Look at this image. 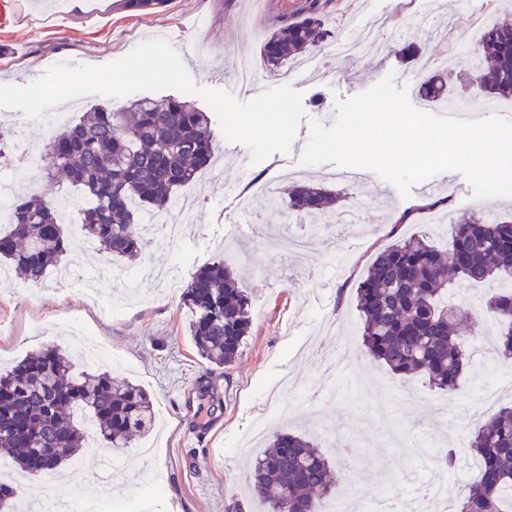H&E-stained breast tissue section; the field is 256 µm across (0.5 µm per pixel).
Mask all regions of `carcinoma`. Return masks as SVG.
<instances>
[{"mask_svg":"<svg viewBox=\"0 0 512 512\" xmlns=\"http://www.w3.org/2000/svg\"><path fill=\"white\" fill-rule=\"evenodd\" d=\"M170 0H123V7L151 14ZM330 36L317 5L275 28L261 49L265 69L277 75L288 61L315 50ZM482 52L471 68L474 84L488 99L512 98V22L488 26ZM452 71L425 80L421 96L452 101ZM126 112L95 109L66 123L47 144L43 173L82 187L83 233L104 252L135 257L147 245L139 215L168 208L180 188L194 182L212 161V118L185 98H138ZM341 196L323 186L297 183L279 197L293 214L325 219ZM429 229L378 248L355 285L356 307L368 355L401 377L424 376L430 387L453 395L472 363L474 337L463 311L448 303L458 282L508 285L486 301L497 323L493 351L512 361V217L493 220L461 213L449 225V246L439 248ZM70 238L59 206L39 195L17 197L10 223L0 224V259L27 282L39 284L60 264ZM191 311L189 331L199 356L216 367L238 359L251 327L250 299L233 269L222 261L199 268L182 293ZM93 422L105 448H124L154 424L148 393L117 384L107 370L76 371L61 349L47 347L0 370V458L7 455L30 477L54 471L86 444ZM468 447L479 474L456 499L454 512H512V405L477 423ZM343 471L310 437L288 430L272 433L268 449L253 463L247 481L266 512H318Z\"/></svg>","mask_w":512,"mask_h":512,"instance_id":"obj_1","label":"carcinoma"}]
</instances>
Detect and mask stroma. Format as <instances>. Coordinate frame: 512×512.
<instances>
[{"label":"stroma","instance_id":"stroma-1","mask_svg":"<svg viewBox=\"0 0 512 512\" xmlns=\"http://www.w3.org/2000/svg\"><path fill=\"white\" fill-rule=\"evenodd\" d=\"M310 0H170L163 11L135 16L119 0H0V83L26 84L47 69L70 62L100 65L117 60L143 41L161 36L180 55L194 82L225 89L242 101L285 84L302 93L307 116L290 152L274 153L255 165L242 166L247 148L227 144L221 127L213 132L217 160L181 195L196 196L195 207L181 217L184 233L173 243L148 244L135 260L112 258L97 249L76 250L65 257L67 271L87 276L90 293L68 284L65 273L50 270L43 283L20 280L8 266L0 267V367H10L26 354L52 345L72 351L73 338L89 328L95 342L119 363L113 377L143 387L156 414L153 431L124 448L90 443L82 454L52 475L37 479L8 468L0 478L20 488L15 512H37L46 498L65 490H81L96 499L91 477L99 460L111 462L115 483L112 501L100 512H264L246 484V465L258 448L241 449L267 406L268 390L285 378L298 385L281 396L285 429L315 435L317 424L333 427L335 435L353 442L360 469L371 472L340 480L336 495L372 504L376 489L404 503L424 479L430 460L456 447L486 415L477 394L494 377L512 376L490 354H479L459 391L446 397L421 378L401 380L364 349L356 309L355 285L377 251L388 243L395 218L422 199L400 194L372 197L368 182L375 172L363 170L362 180L337 176L333 164L304 165L300 155L309 138V122L334 121L335 98H349L370 88L379 71L410 73L415 81L408 96L421 111L439 114L435 102L422 101L419 84L434 71V59L447 61L454 72L452 95L475 114L484 113L486 97L468 85V65L445 40L479 44L481 31L467 25L471 13H484L488 22L512 19V0H441V10L429 13L426 0H320L330 39L322 45V63L290 62L280 75L257 69L249 88L232 76L235 55L259 59L261 47L276 26L299 19ZM386 27L374 46H360L351 55L337 52L340 39L353 40L358 29L377 21ZM406 44L414 57L395 52ZM0 126L11 133L12 148L43 151L48 122H32L22 111L0 108ZM20 193L54 198L79 196L78 188L43 177L35 164L9 169ZM455 185L454 207L399 226L401 234L424 225L452 223L457 210L512 213V198L477 199L466 178L448 174ZM311 180L346 193V210L353 223L313 220L289 214L253 196L249 213L237 209V198L226 185L243 188L266 182L284 189L295 181ZM303 239L305 250L275 257L262 246L265 234ZM231 261L251 301L252 326L243 353L227 368L207 369L187 333L190 312L181 294L192 273L218 259ZM143 268L168 270L172 287L140 279L134 291L122 286L123 275ZM498 283H459L450 302L473 312L479 340H492L497 324L485 310ZM345 344L348 372L325 374V349ZM207 376L224 406L208 419V403L195 382Z\"/></svg>","mask_w":512,"mask_h":512}]
</instances>
